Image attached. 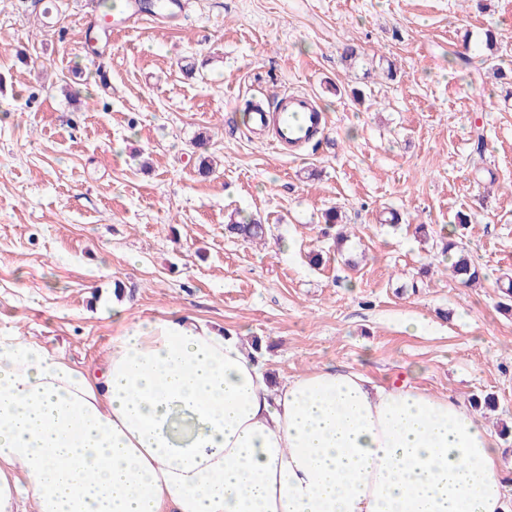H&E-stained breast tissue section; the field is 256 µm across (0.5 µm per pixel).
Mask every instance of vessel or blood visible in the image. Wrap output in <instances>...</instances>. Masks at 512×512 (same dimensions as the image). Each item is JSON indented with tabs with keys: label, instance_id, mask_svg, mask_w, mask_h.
<instances>
[{
	"label": "vessel or blood",
	"instance_id": "obj_1",
	"mask_svg": "<svg viewBox=\"0 0 512 512\" xmlns=\"http://www.w3.org/2000/svg\"><path fill=\"white\" fill-rule=\"evenodd\" d=\"M143 15L140 0H121L119 7L113 10L112 22L128 29L140 24ZM326 122L325 113L315 106L309 95L296 93L285 94L274 110L259 109L253 115L257 130H272L277 145L291 148L308 144Z\"/></svg>",
	"mask_w": 512,
	"mask_h": 512
}]
</instances>
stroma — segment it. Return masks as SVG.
<instances>
[{
  "label": "stroma",
  "instance_id": "1",
  "mask_svg": "<svg viewBox=\"0 0 512 512\" xmlns=\"http://www.w3.org/2000/svg\"><path fill=\"white\" fill-rule=\"evenodd\" d=\"M108 6L0 0V330L84 369L125 322L191 315L261 344L278 382L332 366L493 395L512 462V80L481 63L486 31L512 48V0H188L106 37ZM284 91L327 115L298 159L243 117ZM235 212L265 238L228 237ZM461 213L473 287L415 235Z\"/></svg>",
  "mask_w": 512,
  "mask_h": 512
}]
</instances>
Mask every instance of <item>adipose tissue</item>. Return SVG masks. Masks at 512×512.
<instances>
[{
    "instance_id": "ef3b65f1",
    "label": "adipose tissue",
    "mask_w": 512,
    "mask_h": 512,
    "mask_svg": "<svg viewBox=\"0 0 512 512\" xmlns=\"http://www.w3.org/2000/svg\"><path fill=\"white\" fill-rule=\"evenodd\" d=\"M482 415L324 366L278 385L191 316L80 370L0 334V512H508Z\"/></svg>"
}]
</instances>
